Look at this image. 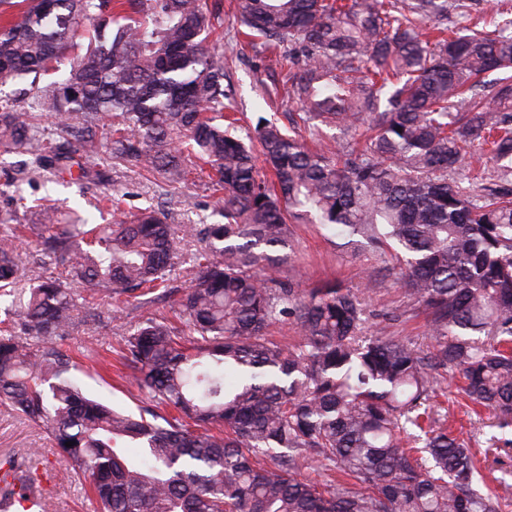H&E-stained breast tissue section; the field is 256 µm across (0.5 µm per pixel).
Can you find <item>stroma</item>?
Wrapping results in <instances>:
<instances>
[{
  "label": "stroma",
  "mask_w": 512,
  "mask_h": 512,
  "mask_svg": "<svg viewBox=\"0 0 512 512\" xmlns=\"http://www.w3.org/2000/svg\"><path fill=\"white\" fill-rule=\"evenodd\" d=\"M218 1L222 3L219 24L223 33L219 53L224 61L226 80L235 91L234 104L242 114L243 125L255 126L258 118L263 117L279 126H287L288 114L295 106L273 91L279 70L274 57L261 46L244 43L237 35L239 24L231 0ZM93 163L107 171L104 181L88 183L75 173L57 181H45L29 177L30 156L0 154V216L14 210V189L19 186L29 201L59 207L67 217L79 214L92 224L111 223V212L93 206L96 197L110 193L122 196L123 207L130 213L147 206L164 210L171 224H210L221 220L216 199L205 181L178 186L167 183L157 174H134L120 162L109 163L101 156L95 157ZM289 255L288 264L281 269L283 277L300 281L309 288L333 281L354 288L361 284L366 268H378L379 290L370 301L371 312L394 314L387 335L401 338L422 351L428 348L427 319L407 309L404 289L396 272L384 268L376 255L346 246L341 226L297 225ZM169 310V302L160 300L142 304L133 299L115 306L110 299H102L98 311L103 325L78 323L74 334L62 344L63 350L79 365L75 376L84 390L114 405L136 410L143 401L137 388L121 382L112 373L98 377L90 369L89 360L106 356L109 348L117 346L129 329L147 317ZM443 391L448 420L457 427L459 437L470 447L489 452L482 469L491 475L490 487L512 495V447L494 452L489 449L492 438L512 439V427L497 428L494 417L489 414L484 415L482 422L470 423L466 401L456 383L445 382ZM13 454L30 456L33 465L48 474L45 512H97L96 502L87 497L82 484L71 477L45 431L0 404V458Z\"/></svg>",
  "instance_id": "1"
}]
</instances>
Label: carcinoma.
Wrapping results in <instances>:
<instances>
[{
	"label": "carcinoma",
	"instance_id": "1",
	"mask_svg": "<svg viewBox=\"0 0 512 512\" xmlns=\"http://www.w3.org/2000/svg\"><path fill=\"white\" fill-rule=\"evenodd\" d=\"M466 0H236L238 34L279 53L293 129L240 136L203 0H0V80L68 64L35 112L0 104V151L60 176L101 149L183 184L205 172L222 224H169L102 199L111 224L0 218V403L44 426L100 512H507L473 449L435 410L446 379L512 426V20L448 29ZM497 73L493 82L485 78ZM56 126L45 132L43 118ZM352 132L343 167L324 129ZM317 140L307 147L300 131ZM259 144L270 174L256 167ZM476 159L468 185L458 172ZM296 224H340L392 262L428 314L423 353L366 336L363 288L279 275ZM38 236L25 278L17 245ZM200 243L188 252L189 240ZM190 335L149 317L117 350L136 414L88 397L61 348L83 305L171 291ZM78 284L74 293L70 283ZM290 323L299 341L267 336ZM72 446H66L67 442ZM338 474L303 478V467Z\"/></svg>",
	"mask_w": 512,
	"mask_h": 512
}]
</instances>
